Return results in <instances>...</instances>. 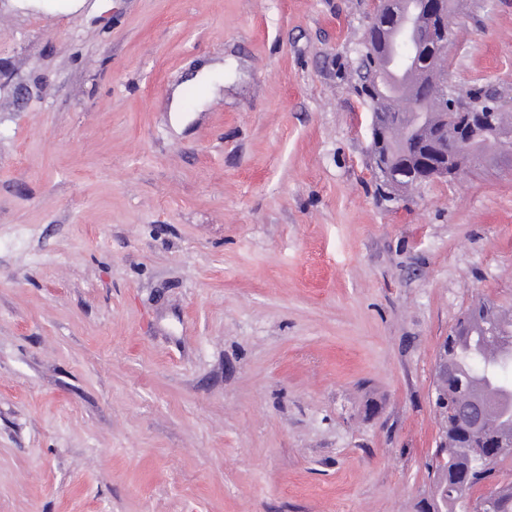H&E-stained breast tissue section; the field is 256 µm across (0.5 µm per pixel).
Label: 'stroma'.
<instances>
[{"label":"stroma","mask_w":512,"mask_h":512,"mask_svg":"<svg viewBox=\"0 0 512 512\" xmlns=\"http://www.w3.org/2000/svg\"><path fill=\"white\" fill-rule=\"evenodd\" d=\"M371 9L0 0V512H415L439 345L512 307V154L380 196ZM452 27L512 108V0ZM371 114V143L369 148L370 160L373 172L380 178H385L395 185V176L390 168L385 155L381 154L382 138L374 113Z\"/></svg>","instance_id":"obj_1"}]
</instances>
